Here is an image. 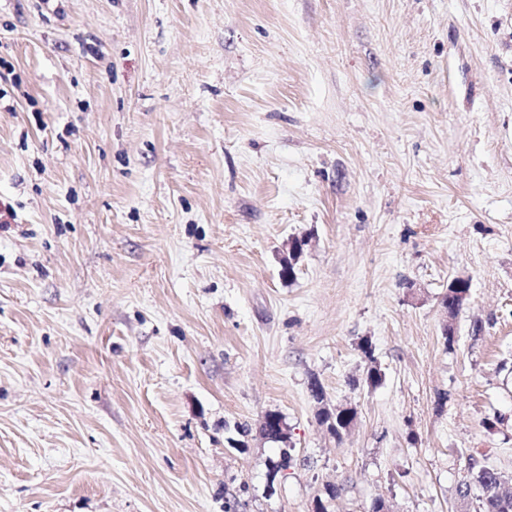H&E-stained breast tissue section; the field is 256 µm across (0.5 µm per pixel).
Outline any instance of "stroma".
Instances as JSON below:
<instances>
[{
    "mask_svg": "<svg viewBox=\"0 0 512 512\" xmlns=\"http://www.w3.org/2000/svg\"><path fill=\"white\" fill-rule=\"evenodd\" d=\"M1 214L0 512H476L469 457L512 475V0H0ZM357 416V411L354 407L348 406L347 408H336V412L334 409H330L327 407H321L318 411V419L319 421L322 418L329 419L332 417L333 422L336 425L335 436L340 437L344 432L348 430V426L351 422L355 421Z\"/></svg>",
    "mask_w": 512,
    "mask_h": 512,
    "instance_id": "obj_1",
    "label": "stroma"
}]
</instances>
